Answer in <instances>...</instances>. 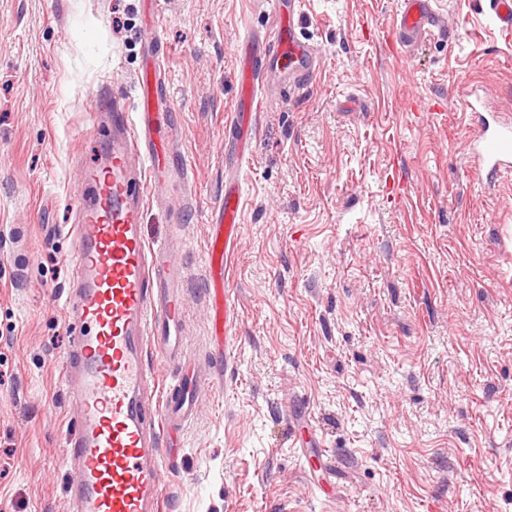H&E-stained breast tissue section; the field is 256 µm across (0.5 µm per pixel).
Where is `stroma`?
<instances>
[{"mask_svg":"<svg viewBox=\"0 0 512 512\" xmlns=\"http://www.w3.org/2000/svg\"><path fill=\"white\" fill-rule=\"evenodd\" d=\"M403 52L398 0H302L317 87L271 85L230 264L235 366L213 334L208 218L224 197L237 44L265 0H161L186 184L143 212L184 271L186 358L210 387L167 512H512V173L478 182L464 92L512 113L491 0H439ZM143 0H0V512H70L62 360L88 87L131 93Z\"/></svg>","mask_w":512,"mask_h":512,"instance_id":"stroma-1","label":"stroma"}]
</instances>
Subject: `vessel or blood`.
Instances as JSON below:
<instances>
[{
	"mask_svg": "<svg viewBox=\"0 0 512 512\" xmlns=\"http://www.w3.org/2000/svg\"><path fill=\"white\" fill-rule=\"evenodd\" d=\"M279 19L261 43L244 38L241 91L225 124L224 198L211 215L207 273L211 311L225 338L235 334L237 306L225 282L228 261L241 236V172L249 161L255 116L263 89L278 75L293 94L312 89L318 63L313 46L299 38L293 17L301 0H268ZM443 33L436 0H400L392 36L409 46ZM136 108L124 97L86 92L91 125L108 121L103 148L85 162L72 205L69 234L75 254L65 301L70 336L62 363L76 413L64 446L73 475L71 512H162L164 477L177 430L175 415L189 417L204 382L182 359V270L168 247L151 245L142 230L147 203L164 199L184 169L175 162V134L161 111L158 82L137 75ZM468 153L482 181L512 171V117L481 122ZM175 370L157 386L149 353Z\"/></svg>",
	"mask_w": 512,
	"mask_h": 512,
	"instance_id": "obj_1",
	"label": "vessel or blood"
}]
</instances>
